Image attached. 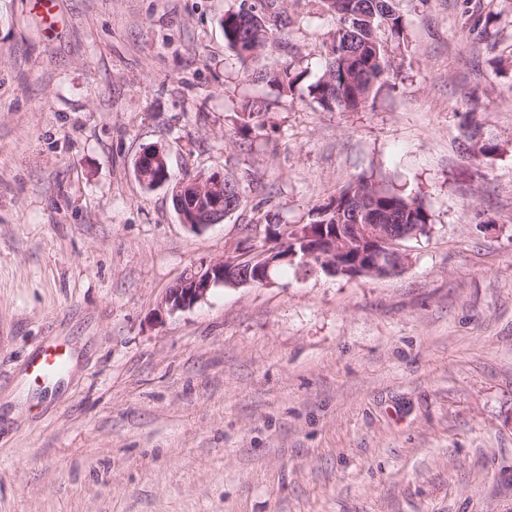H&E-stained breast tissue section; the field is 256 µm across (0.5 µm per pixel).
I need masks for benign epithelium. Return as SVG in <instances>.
I'll return each instance as SVG.
<instances>
[{
    "instance_id": "obj_1",
    "label": "benign epithelium",
    "mask_w": 512,
    "mask_h": 512,
    "mask_svg": "<svg viewBox=\"0 0 512 512\" xmlns=\"http://www.w3.org/2000/svg\"><path fill=\"white\" fill-rule=\"evenodd\" d=\"M288 231L292 235L287 239L272 225L261 253L241 247L182 278L168 290L161 309L169 312L189 309L217 287L253 286L258 282L267 285L271 282L272 267L282 263L353 277L395 276L403 271L407 261V255L396 248V243L418 234V228L411 224H350L346 227L341 224H291ZM366 247L378 248L375 260L343 262V256L352 250L365 255Z\"/></svg>"
}]
</instances>
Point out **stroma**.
<instances>
[{
    "label": "stroma",
    "instance_id": "35a3bbf8",
    "mask_svg": "<svg viewBox=\"0 0 512 512\" xmlns=\"http://www.w3.org/2000/svg\"><path fill=\"white\" fill-rule=\"evenodd\" d=\"M243 0H0V512H512V0H399L394 89L356 112L254 83ZM263 64L311 81L334 14L276 0ZM271 100L265 136L236 114ZM501 150L475 161L465 119ZM247 176L193 232L135 162ZM374 174L434 224L392 277L295 270L159 314L262 212ZM68 366L27 368L48 345Z\"/></svg>",
    "mask_w": 512,
    "mask_h": 512
}]
</instances>
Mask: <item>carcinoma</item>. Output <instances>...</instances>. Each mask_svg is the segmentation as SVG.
I'll return each mask as SVG.
<instances>
[{"label":"carcinoma","mask_w":512,"mask_h":512,"mask_svg":"<svg viewBox=\"0 0 512 512\" xmlns=\"http://www.w3.org/2000/svg\"><path fill=\"white\" fill-rule=\"evenodd\" d=\"M326 11L338 17V25L328 41L323 43L326 66L322 75L307 85L311 95L328 111L355 112L367 106L384 88L390 85L398 68L397 51L405 44V21L396 9L394 0H322ZM224 41L242 60L254 64L251 76L257 83L276 87L280 92L293 94L303 81V72L286 66L269 70L260 64L263 48L271 34V16L265 9L239 8L226 11L222 21ZM269 104L262 98L248 101L237 115L238 130L244 136L258 135L265 130L263 116ZM476 149L485 158L500 150L498 141L481 139L469 130L465 149ZM245 179L224 175V186L216 196L224 198L227 207H240L245 198ZM194 188L184 186L187 205H196L197 221L213 217L209 202H195ZM368 199L373 212L387 224H416L425 236L432 224V215L422 199L406 195L382 180L362 176L340 189L336 197L312 211L311 224H353L368 222L365 217L355 220L352 212L358 199Z\"/></svg>","instance_id":"obj_1"}]
</instances>
